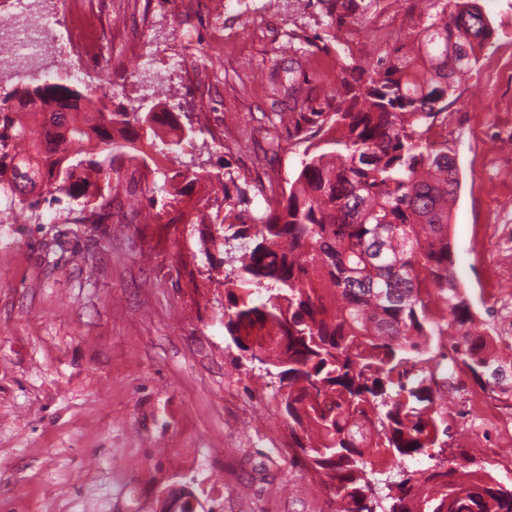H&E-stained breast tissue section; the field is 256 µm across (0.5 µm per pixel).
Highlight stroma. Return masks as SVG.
Here are the masks:
<instances>
[{
  "mask_svg": "<svg viewBox=\"0 0 512 512\" xmlns=\"http://www.w3.org/2000/svg\"><path fill=\"white\" fill-rule=\"evenodd\" d=\"M495 34L448 100V153L461 187L451 209L454 275L479 326L512 339V0H478ZM445 0H373L329 18L332 0H99L111 30L101 62L72 54L74 85L107 89L130 112L167 105L196 133L163 158L141 140L121 164L128 193L154 207L82 224L80 203L29 219L0 197V512H158L188 487L196 512H335L336 498L293 448L274 396L277 373L230 345L224 287L206 252L217 205L204 177L231 174L252 209L281 193L304 141L277 118L301 106L329 112L343 69L375 64L424 27ZM153 74L135 76L137 61ZM201 175L172 204L176 173ZM462 377L449 387V460L475 462L512 483L503 421Z\"/></svg>",
  "mask_w": 512,
  "mask_h": 512,
  "instance_id": "1",
  "label": "stroma"
}]
</instances>
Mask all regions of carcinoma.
<instances>
[{"mask_svg": "<svg viewBox=\"0 0 512 512\" xmlns=\"http://www.w3.org/2000/svg\"><path fill=\"white\" fill-rule=\"evenodd\" d=\"M447 6L368 79L350 67L333 111L279 116L289 136L318 140L262 214L231 192L233 179L210 181L224 240L244 243L224 277V333L278 369L279 411L307 468L333 487L336 512H376L371 476L392 466L402 478L382 512H512V487L443 458L442 392L459 374L512 408V344L503 351L476 324L454 276L448 218L460 183L436 131L494 28L474 0ZM69 70L63 62L0 101V195L31 212L80 201V223L107 224L100 175L121 177L115 160L145 136L168 131L173 154L193 130L166 110L114 109L62 83ZM20 180L39 192L20 195ZM437 336L455 340L453 356L432 354ZM422 456L433 464L406 465Z\"/></svg>", "mask_w": 512, "mask_h": 512, "instance_id": "obj_1", "label": "carcinoma"}]
</instances>
